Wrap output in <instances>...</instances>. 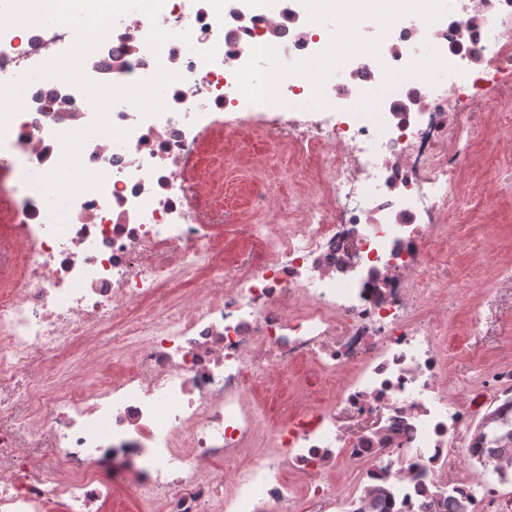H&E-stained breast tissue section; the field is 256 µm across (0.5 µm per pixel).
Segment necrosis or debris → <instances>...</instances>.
<instances>
[{
    "label": "necrosis or debris",
    "mask_w": 512,
    "mask_h": 512,
    "mask_svg": "<svg viewBox=\"0 0 512 512\" xmlns=\"http://www.w3.org/2000/svg\"><path fill=\"white\" fill-rule=\"evenodd\" d=\"M155 24L175 34L157 56L147 45ZM73 40L50 26L7 29L0 82ZM329 40L301 0H165L157 21L121 16L86 74L127 85L162 66L181 79L162 115L111 109L129 136L87 141L82 163L104 174L103 187L77 194L60 230L36 179L60 161L58 133L87 127L94 111L58 79L26 89L0 138V391L31 374L27 418L0 429V512H102L120 476L109 461L144 512H332L340 464L364 470L369 501L388 485L392 512H421L436 487L472 493L448 479V448L474 406L446 389L427 245L448 231L454 172L480 120L460 108L512 59V0H461L431 25L400 19L382 62L335 71L321 119L303 131L287 124L324 173L316 202L292 195L276 223L242 225L258 248L225 267L224 202L200 181L202 161L224 156L225 113L249 108L235 73L252 47L277 44L290 63ZM427 44L453 66L447 83L384 90L383 67L405 66ZM413 88L428 101L423 126L392 110ZM373 92L376 114L356 112ZM336 143L343 152H330ZM185 286L188 314L171 301ZM84 352L100 362L91 387L56 367ZM288 364L306 366L307 390L330 377L338 387L269 428L246 388ZM28 436L49 440L50 469Z\"/></svg>",
    "instance_id": "1"
}]
</instances>
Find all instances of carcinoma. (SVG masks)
<instances>
[{
  "mask_svg": "<svg viewBox=\"0 0 512 512\" xmlns=\"http://www.w3.org/2000/svg\"><path fill=\"white\" fill-rule=\"evenodd\" d=\"M512 457V397L497 406L477 426L470 447V458L476 460L485 471L497 476L501 483L512 481V472L505 469L502 459ZM476 512L475 499L471 496L453 498L442 490L429 494L425 508L429 512Z\"/></svg>",
  "mask_w": 512,
  "mask_h": 512,
  "instance_id": "1",
  "label": "carcinoma"
}]
</instances>
